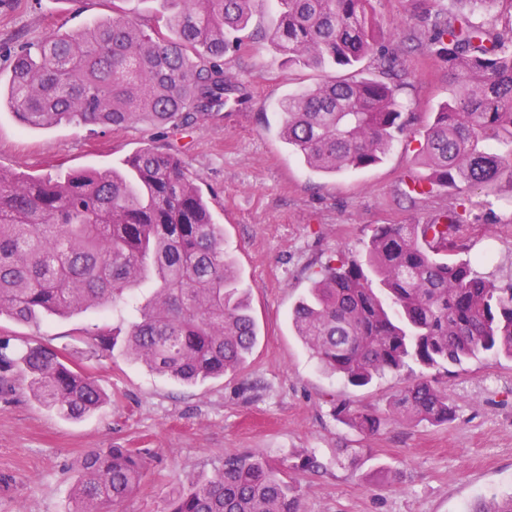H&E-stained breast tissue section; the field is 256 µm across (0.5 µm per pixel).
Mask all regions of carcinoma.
<instances>
[{
    "mask_svg": "<svg viewBox=\"0 0 512 512\" xmlns=\"http://www.w3.org/2000/svg\"><path fill=\"white\" fill-rule=\"evenodd\" d=\"M162 25L145 31L122 12L73 32H53L15 58L5 102L28 128L124 127L148 121L183 131L249 98L232 85L225 57L238 46L260 0H161ZM430 26L427 52L447 69L449 95L432 113L409 193L491 187L512 177V38L477 18L500 0H458L460 17L439 24L436 0H412ZM269 42L288 66L379 74L325 77L281 102L283 139L311 169L337 173L381 163L415 120L397 91L413 73L396 68L373 0H277ZM461 215L428 224H380L360 259L321 265L292 321L318 364L365 387L414 364L422 376L391 403L394 413L438 424L453 418L448 392L429 372L482 354L512 360V286L500 288L465 261ZM126 311L127 330L104 327L82 341L89 356L118 351L186 384L240 370L257 342L246 292L224 256V230L178 155L144 149L124 169L24 177L0 168V318L20 323L76 311ZM16 373L34 400L71 420L100 409L99 384L57 350L0 339V381ZM366 436L384 419L339 409ZM147 467L133 448H105L80 462L69 512H116ZM167 512H301L292 467L228 454L192 482Z\"/></svg>",
    "mask_w": 512,
    "mask_h": 512,
    "instance_id": "1",
    "label": "carcinoma"
}]
</instances>
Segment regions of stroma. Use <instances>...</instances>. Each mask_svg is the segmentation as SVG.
Instances as JSON below:
<instances>
[{"label":"stroma","mask_w":512,"mask_h":512,"mask_svg":"<svg viewBox=\"0 0 512 512\" xmlns=\"http://www.w3.org/2000/svg\"><path fill=\"white\" fill-rule=\"evenodd\" d=\"M111 14L112 0H0V79H9L26 44ZM277 16L264 0L227 59L226 75L248 86V102L190 130L30 129L0 109V167L29 177L117 168L146 148L179 154L224 228V251L259 331L242 371L187 386L118 354L87 358L79 337L98 325L93 312L37 325L1 318L0 336L68 347L109 401L70 421L33 400L23 379L0 388V512H67L80 461L99 448H137L146 458L121 512H164L178 489L214 474L231 453L293 464L315 455L321 469L299 477L302 512H461L512 492L511 359L481 356L440 374L455 417L416 423L389 409L413 373L347 385L317 366L289 318L314 271L340 254L361 257L374 225L423 224L450 211L463 214V259L498 285L511 283L512 181L489 192L408 196L421 173L423 126L448 96L444 63L409 43L396 46L414 74L399 98L416 120L383 162L337 174L306 166L278 134L279 104L324 74L288 66L271 49ZM342 405L375 411L385 423L363 436L337 417Z\"/></svg>","instance_id":"stroma-1"}]
</instances>
